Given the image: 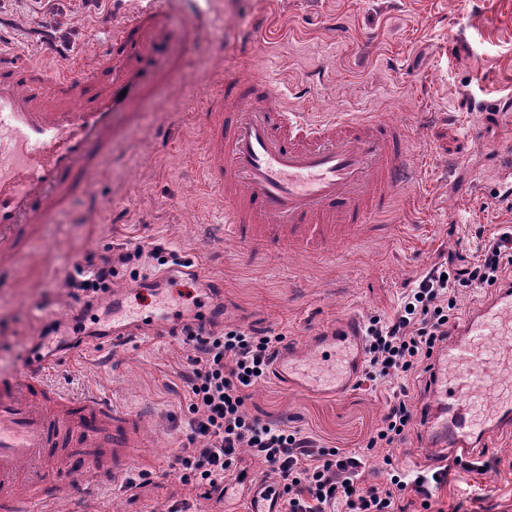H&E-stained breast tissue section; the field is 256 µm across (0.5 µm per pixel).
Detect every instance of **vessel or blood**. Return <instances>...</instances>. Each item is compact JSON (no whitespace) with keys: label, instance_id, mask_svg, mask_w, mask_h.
<instances>
[{"label":"vessel or blood","instance_id":"b4317fda","mask_svg":"<svg viewBox=\"0 0 512 512\" xmlns=\"http://www.w3.org/2000/svg\"><path fill=\"white\" fill-rule=\"evenodd\" d=\"M169 0H144L112 31L106 53L78 72L0 51V259L16 261L36 225L85 195L144 107L180 80L201 14L171 22ZM202 173L224 209V236L264 254L317 259L360 241L412 180L414 127L339 112L318 120L288 105L263 72L237 69L210 94ZM358 315L289 344L272 366L289 391L339 397L364 363ZM45 361L0 374V512H51L72 470L129 461L142 416L48 378ZM512 288L453 327L429 375L416 450L431 478L449 458L476 459L512 433Z\"/></svg>","mask_w":512,"mask_h":512}]
</instances>
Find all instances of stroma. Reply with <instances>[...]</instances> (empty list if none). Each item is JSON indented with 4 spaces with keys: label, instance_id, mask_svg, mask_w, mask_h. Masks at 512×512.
I'll list each match as a JSON object with an SVG mask.
<instances>
[{
    "label": "stroma",
    "instance_id": "obj_1",
    "mask_svg": "<svg viewBox=\"0 0 512 512\" xmlns=\"http://www.w3.org/2000/svg\"><path fill=\"white\" fill-rule=\"evenodd\" d=\"M206 11L211 49L190 61L186 80L151 106L144 123L99 173L90 199L39 225L24 261L0 267V373L21 371L28 351L50 359L60 388L92 392L144 413L143 445L117 474L88 469L60 493L54 512H168L194 501L199 512H245L265 463L242 453L226 503L196 497L170 473L188 447L187 348L180 337L142 335L113 349L106 303L82 312L68 277L107 246L165 243L200 273L167 281L173 310L193 299L220 305L224 320L302 341L351 314L394 315L401 295L433 264L473 260L483 234L512 224L495 172L512 162V122L486 102L512 106V0H190ZM141 0H0V50L35 53L54 67L90 65L112 27ZM268 71L299 110H366L392 122H417L415 176L386 223L313 262L282 252L258 255L224 239V214L202 185L205 92L230 70ZM478 138H471V129ZM223 282V295L200 282ZM393 389L363 385L340 398L256 384L248 413L284 421L343 451H358L381 427ZM480 474L452 466L430 500L403 494L408 512H512V434L493 435ZM148 483L125 490L128 477Z\"/></svg>",
    "mask_w": 512,
    "mask_h": 512
}]
</instances>
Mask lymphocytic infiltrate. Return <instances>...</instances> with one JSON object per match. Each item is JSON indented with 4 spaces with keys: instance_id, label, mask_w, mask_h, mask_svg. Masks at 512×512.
I'll list each match as a JSON object with an SVG mask.
<instances>
[{
    "instance_id": "lymphocytic-infiltrate-1",
    "label": "lymphocytic infiltrate",
    "mask_w": 512,
    "mask_h": 512,
    "mask_svg": "<svg viewBox=\"0 0 512 512\" xmlns=\"http://www.w3.org/2000/svg\"><path fill=\"white\" fill-rule=\"evenodd\" d=\"M160 266H178L182 260L164 244L110 248L87 257L85 267L68 277L71 296L91 307L107 293L122 273L138 277L146 260ZM512 267V225L505 224L481 247L475 262L438 263L405 291L394 317H370L365 326V380L400 378L398 391L367 450L391 448L409 433L414 412L410 385L430 369L433 355L447 342L455 323L457 295L462 288L495 287ZM190 350L181 377L187 385L186 411L189 448L175 457L179 481L200 490L204 498L224 492L242 451L263 461L274 480L268 490L282 512H405L400 499L408 485L401 474L386 486L362 485L359 452H342L319 445L312 437L283 423H263L246 409L248 391L270 373L284 333L253 325L204 320L187 312L180 330ZM428 496L424 482L412 485Z\"/></svg>"
}]
</instances>
